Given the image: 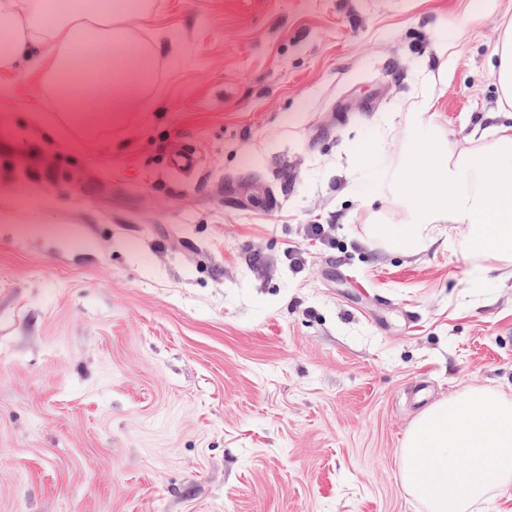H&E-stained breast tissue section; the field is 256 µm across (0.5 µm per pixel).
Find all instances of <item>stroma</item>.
<instances>
[{"label": "stroma", "mask_w": 512, "mask_h": 512, "mask_svg": "<svg viewBox=\"0 0 512 512\" xmlns=\"http://www.w3.org/2000/svg\"><path fill=\"white\" fill-rule=\"evenodd\" d=\"M511 21L512 0H153L152 79L89 132L58 127L34 60L0 73V512H427L401 479L411 391L512 399V274L467 224L370 245L390 206L354 187L425 83L468 139Z\"/></svg>", "instance_id": "obj_1"}]
</instances>
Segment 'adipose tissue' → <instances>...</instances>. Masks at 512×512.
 Listing matches in <instances>:
<instances>
[{"mask_svg": "<svg viewBox=\"0 0 512 512\" xmlns=\"http://www.w3.org/2000/svg\"><path fill=\"white\" fill-rule=\"evenodd\" d=\"M151 6V0H124L101 10L94 0H75L62 11L54 0H0V72L33 57L42 63L48 87L59 89L72 76L82 77L93 101L67 96L58 104L94 127L128 111L131 89L149 78L157 47L138 37L133 21ZM490 77L508 108L490 113L488 127H475L474 148L449 143L426 120L429 98L404 113L401 152L384 157L377 176L359 191L364 199L387 197L391 205L388 213L368 218V240L413 255L444 225L469 224L474 255L512 267V25L494 47Z\"/></svg>", "mask_w": 512, "mask_h": 512, "instance_id": "1", "label": "adipose tissue"}]
</instances>
